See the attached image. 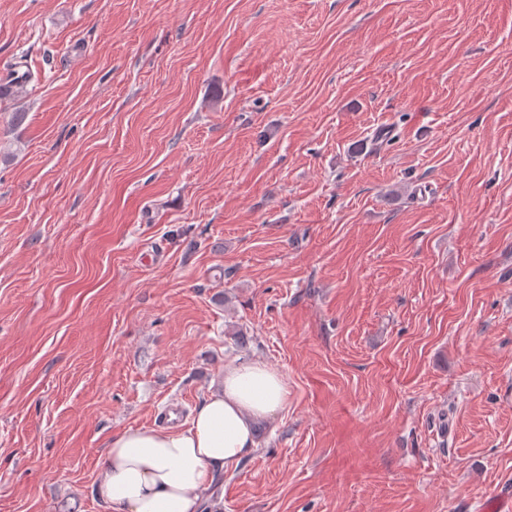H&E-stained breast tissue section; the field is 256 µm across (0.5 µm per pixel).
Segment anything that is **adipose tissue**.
I'll return each mask as SVG.
<instances>
[{
	"mask_svg": "<svg viewBox=\"0 0 512 512\" xmlns=\"http://www.w3.org/2000/svg\"><path fill=\"white\" fill-rule=\"evenodd\" d=\"M287 401L279 370L259 360L228 363L186 428L113 435L93 492L111 512H203L205 492L254 452L258 426Z\"/></svg>",
	"mask_w": 512,
	"mask_h": 512,
	"instance_id": "obj_1",
	"label": "adipose tissue"
}]
</instances>
